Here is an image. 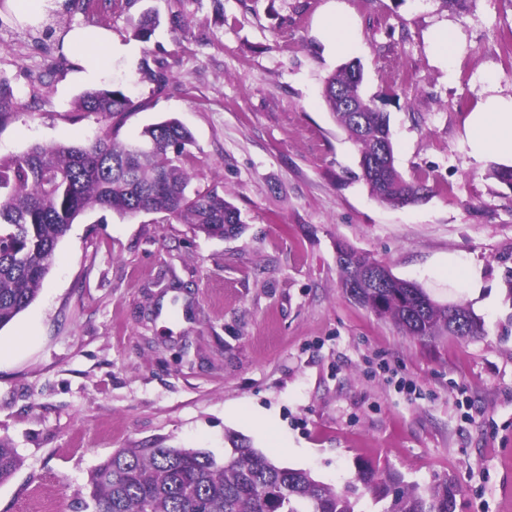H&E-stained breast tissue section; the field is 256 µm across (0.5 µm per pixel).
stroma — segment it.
Returning a JSON list of instances; mask_svg holds the SVG:
<instances>
[{"mask_svg": "<svg viewBox=\"0 0 512 512\" xmlns=\"http://www.w3.org/2000/svg\"><path fill=\"white\" fill-rule=\"evenodd\" d=\"M356 19L337 55V3ZM159 24L148 40L133 27ZM118 47L96 80L77 53L48 55L0 22V75L18 110L0 156L81 145L78 96L119 89L139 111L123 141L169 118L196 146L192 188L241 212L236 237L209 239L160 213L77 217L37 299L0 329V439L23 459L0 512H95L92 470L120 448H194L223 460L228 435L276 464L344 488L357 465L426 490L448 482L454 512H512V187L471 158L463 120L482 93L512 95V0H114L88 22ZM457 36L454 65L432 37ZM357 62L362 91L390 119L395 166L425 178L405 207L371 197L359 152L323 98ZM164 66L154 94L144 66ZM344 243L482 319L476 340L421 341L342 288ZM461 259L477 288L448 281Z\"/></svg>", "mask_w": 512, "mask_h": 512, "instance_id": "obj_1", "label": "stroma"}]
</instances>
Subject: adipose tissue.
<instances>
[{
	"label": "adipose tissue",
	"instance_id": "ef3b65f1",
	"mask_svg": "<svg viewBox=\"0 0 512 512\" xmlns=\"http://www.w3.org/2000/svg\"><path fill=\"white\" fill-rule=\"evenodd\" d=\"M65 41L78 53L82 78L97 77L112 61L113 42L107 31L75 27ZM464 144L474 159L488 158L512 168V97L492 93L482 98L465 118Z\"/></svg>",
	"mask_w": 512,
	"mask_h": 512
}]
</instances>
